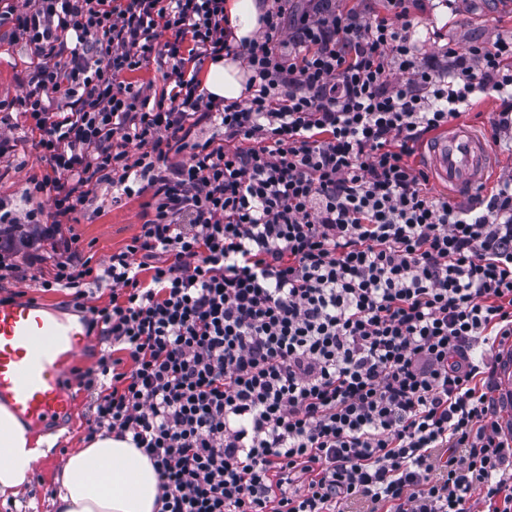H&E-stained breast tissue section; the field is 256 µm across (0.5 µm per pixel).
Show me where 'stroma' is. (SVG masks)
<instances>
[{
  "label": "stroma",
  "mask_w": 512,
  "mask_h": 512,
  "mask_svg": "<svg viewBox=\"0 0 512 512\" xmlns=\"http://www.w3.org/2000/svg\"><path fill=\"white\" fill-rule=\"evenodd\" d=\"M415 14V39L421 57L427 60L442 58L451 47L463 50L512 37V0H419ZM32 62L29 48L14 38L10 24L0 25V134L18 145L15 152L0 156V198L14 204L20 203L31 178L45 171L44 162L24 149L20 119L8 105L9 100L25 94L22 76ZM150 200L146 192L116 202L111 189L100 188L95 199L77 213L73 224L81 249L100 261L125 246L138 234ZM0 292L24 293L63 318L75 315L70 290L41 288L28 271L0 281ZM87 413V394L79 391L70 414L60 423L32 427L33 435L52 436L56 442L50 453L38 460L29 486L17 496L0 500V512H51L50 499L61 465L86 445Z\"/></svg>",
  "instance_id": "stroma-1"
}]
</instances>
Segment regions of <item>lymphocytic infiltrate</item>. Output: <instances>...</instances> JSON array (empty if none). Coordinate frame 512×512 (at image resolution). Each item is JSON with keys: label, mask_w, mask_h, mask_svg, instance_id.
Wrapping results in <instances>:
<instances>
[{"label": "lymphocytic infiltrate", "mask_w": 512, "mask_h": 512, "mask_svg": "<svg viewBox=\"0 0 512 512\" xmlns=\"http://www.w3.org/2000/svg\"><path fill=\"white\" fill-rule=\"evenodd\" d=\"M289 2L236 49L224 0H0L37 60L20 116L52 201L0 224L58 235L42 287H111L88 326L112 351L73 372L86 437L132 439L160 512H512L485 365L512 338V175L461 204L408 162L480 91L503 104L492 139L512 135V38L426 63L416 0H389L302 13L284 41ZM235 53L252 95L227 104L188 68ZM152 57L155 100L123 80ZM206 122L220 135L194 140ZM138 183L152 215L93 261L65 219ZM329 3L336 11L355 12L366 21L374 20L376 17H391L386 0H331Z\"/></svg>", "instance_id": "1"}]
</instances>
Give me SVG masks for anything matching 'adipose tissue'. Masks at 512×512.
Segmentation results:
<instances>
[{
	"instance_id": "adipose-tissue-1",
	"label": "adipose tissue",
	"mask_w": 512,
	"mask_h": 512,
	"mask_svg": "<svg viewBox=\"0 0 512 512\" xmlns=\"http://www.w3.org/2000/svg\"><path fill=\"white\" fill-rule=\"evenodd\" d=\"M260 0H224V25L234 42L252 39L261 28ZM249 72L237 58L210 63L203 76L206 91L217 100L247 97ZM51 440L36 437L8 407L0 406V495L28 485L34 464L47 456ZM54 512H159L158 478L150 459L131 439L96 437L71 455L58 479Z\"/></svg>"
}]
</instances>
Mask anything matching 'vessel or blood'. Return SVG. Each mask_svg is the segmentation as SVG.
Returning <instances> with one entry per match:
<instances>
[{
    "mask_svg": "<svg viewBox=\"0 0 512 512\" xmlns=\"http://www.w3.org/2000/svg\"><path fill=\"white\" fill-rule=\"evenodd\" d=\"M426 159L440 182L466 195L484 181L491 150L468 126L457 125L434 138ZM75 334L40 303H0V404H8L32 425L45 426L69 413L72 399L61 380L77 355ZM494 398L504 431L512 435V343L498 352Z\"/></svg>",
    "mask_w": 512,
    "mask_h": 512,
    "instance_id": "1",
    "label": "vessel or blood"
}]
</instances>
